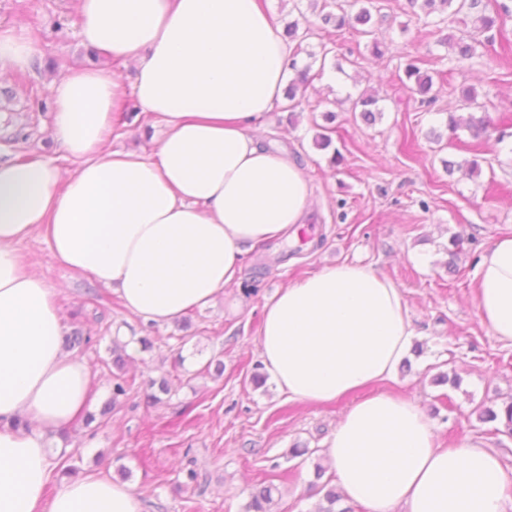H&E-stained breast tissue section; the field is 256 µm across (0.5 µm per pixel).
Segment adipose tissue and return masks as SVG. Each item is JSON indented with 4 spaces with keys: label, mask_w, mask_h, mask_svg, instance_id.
Returning <instances> with one entry per match:
<instances>
[{
    "label": "adipose tissue",
    "mask_w": 512,
    "mask_h": 512,
    "mask_svg": "<svg viewBox=\"0 0 512 512\" xmlns=\"http://www.w3.org/2000/svg\"><path fill=\"white\" fill-rule=\"evenodd\" d=\"M77 13L81 42L133 64V80L73 67L51 82V131L69 171L0 159V512H143L136 490L107 478L47 491V437L85 410L89 373L64 353V317L25 268L23 241L44 234L62 267L161 326L223 297L243 256L297 234L313 205L303 167L256 136L285 98L292 52L262 0H78ZM38 53L0 28V75ZM129 96L164 126L152 155L107 146ZM473 279L480 319L512 345V236L482 254ZM414 336L402 290L343 262L275 292L259 349L290 400L359 393L324 447L345 496L370 512H503L512 478L495 452L439 447L413 400L375 391Z\"/></svg>",
    "instance_id": "1"
}]
</instances>
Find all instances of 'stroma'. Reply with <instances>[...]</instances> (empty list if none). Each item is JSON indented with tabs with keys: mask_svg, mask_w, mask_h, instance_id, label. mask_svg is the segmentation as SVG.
Listing matches in <instances>:
<instances>
[{
	"mask_svg": "<svg viewBox=\"0 0 512 512\" xmlns=\"http://www.w3.org/2000/svg\"><path fill=\"white\" fill-rule=\"evenodd\" d=\"M377 38L388 44L374 57L367 38L334 27L303 42L299 58L317 77L294 115L269 113L265 145L296 157L314 192L309 220L299 237L257 246L248 253L227 299L185 314V328L152 326L128 314L118 294L56 263L44 236L18 251L55 290L67 329L95 341L75 355L90 372L89 409L100 422L76 423L68 438L52 437L55 464L80 474L125 478L141 496L144 512H244L251 486L274 483L272 512H314L322 485L315 465L348 400L311 407L289 401L273 381L255 386L263 308L279 288L324 266L356 262L402 289L421 345L409 365L384 389L416 402L431 420L442 447L479 442L498 452L512 475V435L478 419L483 407L512 400V346L499 342L478 315L473 270L496 238L512 234V143L488 142L477 176L448 173L445 160L471 159V138L458 130L453 147L438 148L447 111L467 118L462 91L474 87L500 129L512 131V16L503 30L478 33V56L460 61L447 45L422 39L424 23L407 0H374ZM0 26L13 27L42 51L35 66L0 81V150L16 159H50L69 168L51 135L49 84L71 67H111L123 78L133 70L109 62L83 45L74 0H0ZM330 54H323V47ZM424 58L437 99L425 106L402 84L408 56ZM375 94V123L355 118L352 102ZM335 112L332 144H314L326 112ZM162 127L148 114L114 116L111 146L152 153ZM256 285L248 295L244 286ZM149 337L153 347L127 364L137 391L109 414L101 409L112 390V341ZM224 364L206 375L210 359ZM457 384H439V374ZM171 381L161 402L147 398L149 380ZM305 448L292 458L289 448ZM198 479L189 482L188 470Z\"/></svg>",
	"mask_w": 512,
	"mask_h": 512,
	"instance_id": "stroma-1",
	"label": "stroma"
}]
</instances>
